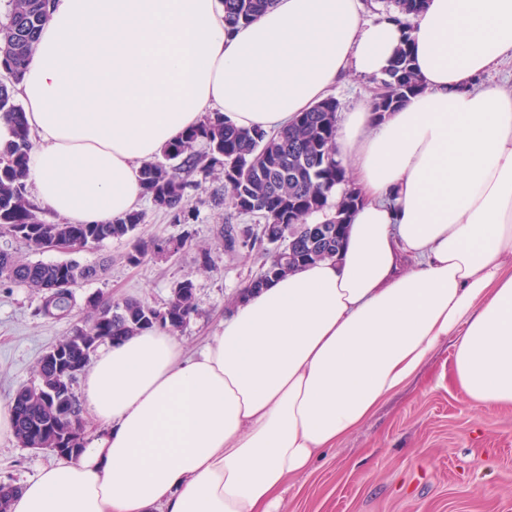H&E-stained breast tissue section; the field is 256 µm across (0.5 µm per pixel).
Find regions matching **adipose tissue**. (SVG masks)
Masks as SVG:
<instances>
[{"mask_svg": "<svg viewBox=\"0 0 512 512\" xmlns=\"http://www.w3.org/2000/svg\"><path fill=\"white\" fill-rule=\"evenodd\" d=\"M362 0H50L19 84L27 180L73 224L137 208L139 171L206 112L286 128L410 38L420 93L337 124L361 202L343 250L252 291L205 346L144 331L83 379L96 430L11 512H277L290 477L361 427L443 345L478 407H512V0H428L410 30ZM224 23L227 30L234 29L242 22H251L262 13L269 5L270 0H223Z\"/></svg>", "mask_w": 512, "mask_h": 512, "instance_id": "obj_1", "label": "adipose tissue"}]
</instances>
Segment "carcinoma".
Here are the masks:
<instances>
[{"label": "carcinoma", "mask_w": 512, "mask_h": 512, "mask_svg": "<svg viewBox=\"0 0 512 512\" xmlns=\"http://www.w3.org/2000/svg\"><path fill=\"white\" fill-rule=\"evenodd\" d=\"M223 2L224 23L229 30L256 19L270 5V0ZM48 3L5 0L0 17V69L4 71L0 76V119L8 128V135L0 140V233L21 240L35 252H45L50 245L62 242L76 253L109 239L133 237L145 214L134 210L109 224H50L36 214L26 183L33 141L16 86L48 18ZM390 4L395 19L406 25L424 8L425 0H390ZM383 85L384 92L372 101L373 112L380 119L420 91L408 43L397 48ZM338 110L336 98L330 95L277 133L238 128L222 113L210 112L200 125L188 129L142 166L139 181L143 195L171 213L178 224L186 222L190 213L191 183L184 174L216 166L223 169L229 205L239 214L256 219L257 231L247 251L265 255L261 274L245 283L237 299L277 277L339 255L356 207L349 205L346 193L332 201L336 186L347 182L346 171L336 160ZM316 214L324 216L317 224L310 221ZM305 225L315 226L317 233L303 230ZM285 236L286 265L282 256L269 250ZM190 242L188 234L165 243L136 239L126 262L138 265L150 254H177ZM97 276V267L73 259L23 261L0 250V287L20 284L40 293V312L52 319L70 317L76 306L75 288ZM85 309V325L74 328L39 359V384L21 386L12 395L14 434L25 447H83L84 409L74 384L98 345L153 328L172 333L181 330L194 311L193 283L181 281L162 308L134 299L115 303L93 294L86 298Z\"/></svg>", "instance_id": "cac0c4a2"}]
</instances>
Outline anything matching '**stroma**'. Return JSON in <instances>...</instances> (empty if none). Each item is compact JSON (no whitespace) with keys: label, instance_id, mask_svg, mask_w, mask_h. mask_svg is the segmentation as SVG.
<instances>
[{"label":"stroma","instance_id":"obj_1","mask_svg":"<svg viewBox=\"0 0 512 512\" xmlns=\"http://www.w3.org/2000/svg\"><path fill=\"white\" fill-rule=\"evenodd\" d=\"M189 179L195 188L188 222H173L145 199L137 234L165 240L187 233L191 247L137 266L125 260V238L77 253L81 263L108 269L76 288L71 318L40 315L39 295L25 286L0 288V405H8L19 386L38 384L40 356L81 323L92 294L160 307L179 282L191 280L195 312L177 336L187 351L203 345L240 288L259 273L262 258L224 249L225 225H245L249 218L225 202L221 169L198 170ZM450 352L440 347L406 390L324 450L309 472L290 478L279 512H512V408L469 403L453 380ZM56 460L50 451L0 439V483L21 485Z\"/></svg>","mask_w":512,"mask_h":512}]
</instances>
